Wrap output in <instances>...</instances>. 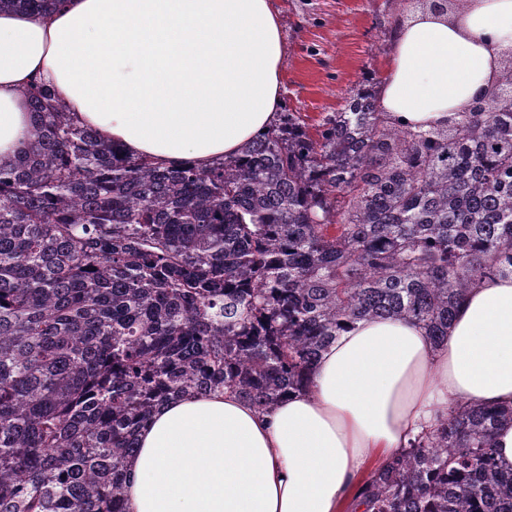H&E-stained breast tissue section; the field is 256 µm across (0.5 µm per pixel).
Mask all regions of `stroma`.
I'll list each match as a JSON object with an SVG mask.
<instances>
[{
  "label": "stroma",
  "instance_id": "1",
  "mask_svg": "<svg viewBox=\"0 0 512 512\" xmlns=\"http://www.w3.org/2000/svg\"><path fill=\"white\" fill-rule=\"evenodd\" d=\"M423 0H274L288 55L283 93L289 109L310 122L339 109L346 91L368 70L384 74L392 44L388 31Z\"/></svg>",
  "mask_w": 512,
  "mask_h": 512
}]
</instances>
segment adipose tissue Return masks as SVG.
Listing matches in <instances>:
<instances>
[{
  "instance_id": "adipose-tissue-1",
  "label": "adipose tissue",
  "mask_w": 512,
  "mask_h": 512,
  "mask_svg": "<svg viewBox=\"0 0 512 512\" xmlns=\"http://www.w3.org/2000/svg\"><path fill=\"white\" fill-rule=\"evenodd\" d=\"M286 45L273 0H65L0 13V160L32 136L22 89L53 87L75 123L169 167L237 154L277 119ZM512 0H445L397 25L379 87L393 118L429 127L500 81ZM512 406V277L482 279L435 344L363 320L307 387L267 414L230 393L164 404L128 463V512H339L363 471L448 404Z\"/></svg>"
}]
</instances>
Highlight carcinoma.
<instances>
[{
  "label": "carcinoma",
  "mask_w": 512,
  "mask_h": 512,
  "mask_svg": "<svg viewBox=\"0 0 512 512\" xmlns=\"http://www.w3.org/2000/svg\"><path fill=\"white\" fill-rule=\"evenodd\" d=\"M376 85L204 168L127 156L53 88L21 91L33 136L0 161V512H127L125 463L164 403L229 391L267 411L355 321L438 344L475 281L512 276V66L427 129L387 120ZM505 423L451 407L370 470L366 512H512ZM493 441L499 464L505 469H512V424L498 429Z\"/></svg>",
  "instance_id": "cac0c4a2"
}]
</instances>
